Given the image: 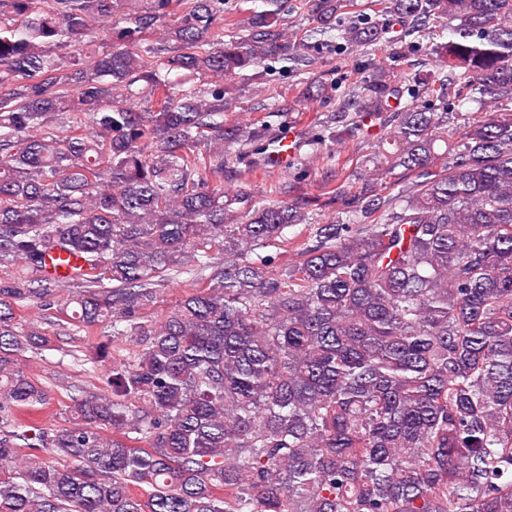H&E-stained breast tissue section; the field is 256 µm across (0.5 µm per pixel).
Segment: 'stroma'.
I'll return each mask as SVG.
<instances>
[{"label":"stroma","mask_w":512,"mask_h":512,"mask_svg":"<svg viewBox=\"0 0 512 512\" xmlns=\"http://www.w3.org/2000/svg\"><path fill=\"white\" fill-rule=\"evenodd\" d=\"M431 34L410 36L391 43L381 42L374 46L351 47L343 40L333 39L319 44L312 51L311 62L291 69L281 64L261 65L258 71H244L240 77L224 85V116L227 120L243 125L262 118L266 105L272 104V92L291 97L310 84L333 87L332 97L313 96L302 99L297 110L281 117L271 131L272 140L294 131L300 147L295 156L283 166L271 169L264 178H251L247 173H237L224 179L226 192H234L239 185H247L254 201L273 199L275 194L292 199L298 196L310 198V213L320 222L332 219L337 207L328 203L320 191V182L327 170L324 155L334 152L342 171L341 178L352 183L362 162L375 150L376 141L383 130L377 121L369 120L364 113L350 110L349 118L361 126L356 138H345L331 146L317 144L316 135L322 124L334 112L340 99L347 94L353 82L375 74L382 68L390 69L394 80H402L407 73L430 70L435 65ZM399 53L403 64L392 66V53ZM17 320L26 326H39L51 340L50 350L42 356L25 353L24 370L50 391V401L38 413V425L42 428L68 427L71 408L75 400L104 389L106 367L95 372L82 370L79 359L87 349L100 341V327L75 328L68 321L54 324L46 319L45 311L28 302L14 305Z\"/></svg>","instance_id":"1"}]
</instances>
